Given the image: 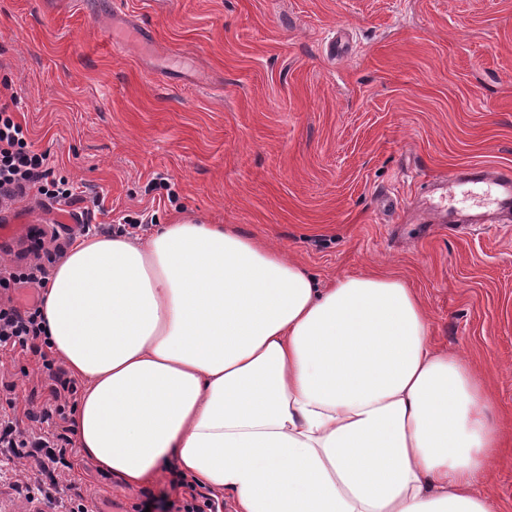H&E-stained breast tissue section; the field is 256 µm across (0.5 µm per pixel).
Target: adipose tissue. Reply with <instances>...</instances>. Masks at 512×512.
I'll return each mask as SVG.
<instances>
[{
    "mask_svg": "<svg viewBox=\"0 0 512 512\" xmlns=\"http://www.w3.org/2000/svg\"><path fill=\"white\" fill-rule=\"evenodd\" d=\"M82 384L79 448L127 485L169 460L237 512H495L492 398L383 274L330 287L229 227L82 236L42 295Z\"/></svg>",
    "mask_w": 512,
    "mask_h": 512,
    "instance_id": "adipose-tissue-1",
    "label": "adipose tissue"
}]
</instances>
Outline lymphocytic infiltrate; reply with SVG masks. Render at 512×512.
<instances>
[{"label":"lymphocytic infiltrate","mask_w":512,"mask_h":512,"mask_svg":"<svg viewBox=\"0 0 512 512\" xmlns=\"http://www.w3.org/2000/svg\"><path fill=\"white\" fill-rule=\"evenodd\" d=\"M50 161V151L33 150L22 124L10 115L8 105H0V200H13L34 189L58 203H78L79 195L67 180L55 176ZM2 350L38 356L51 380L48 397L40 410H25L20 417L8 413L0 417V447L12 450L18 457L33 459L46 477L45 483L35 488L30 483L16 481L17 491L29 500L42 495L49 502L57 503L62 512H88L84 497L74 493L72 484L60 483L58 479L61 472L74 468L67 408L78 387L56 364L39 307L23 311L9 303L0 306ZM23 418L30 421V428H20L19 421ZM44 423L52 425L51 435L40 433L39 427Z\"/></svg>","instance_id":"lymphocytic-infiltrate-1"}]
</instances>
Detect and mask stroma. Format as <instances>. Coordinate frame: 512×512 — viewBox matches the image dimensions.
Segmentation results:
<instances>
[{
	"label": "stroma",
	"mask_w": 512,
	"mask_h": 512,
	"mask_svg": "<svg viewBox=\"0 0 512 512\" xmlns=\"http://www.w3.org/2000/svg\"><path fill=\"white\" fill-rule=\"evenodd\" d=\"M13 98L56 174L101 198L100 232L231 224L322 286L376 271L415 288L432 345L495 401L486 489L512 512V222L424 221L426 183L512 169V0H0V104ZM73 212L32 193L0 209V266ZM48 382L0 355V400L10 385L40 408ZM177 472L128 487L81 456L68 478L91 512H177ZM20 475L41 480L0 452V512H54L19 497Z\"/></svg>",
	"instance_id": "stroma-1"
}]
</instances>
